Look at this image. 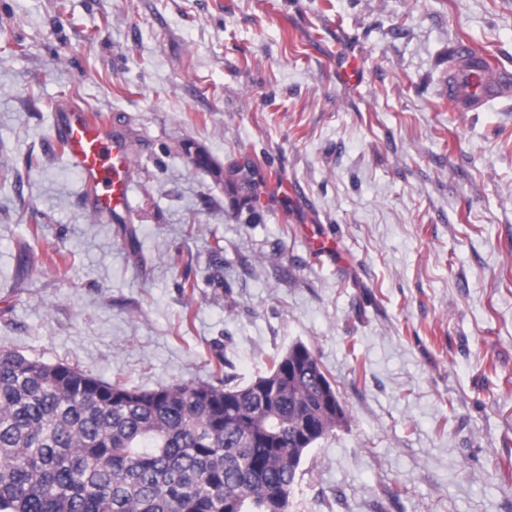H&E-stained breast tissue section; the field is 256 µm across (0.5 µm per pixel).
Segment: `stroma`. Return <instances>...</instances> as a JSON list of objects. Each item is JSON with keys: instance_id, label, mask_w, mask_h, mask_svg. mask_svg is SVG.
Returning <instances> with one entry per match:
<instances>
[{"instance_id": "obj_1", "label": "stroma", "mask_w": 512, "mask_h": 512, "mask_svg": "<svg viewBox=\"0 0 512 512\" xmlns=\"http://www.w3.org/2000/svg\"><path fill=\"white\" fill-rule=\"evenodd\" d=\"M462 39L512 71V0H0V350L155 389L300 341L347 414L288 512H512V96L449 108ZM54 129L70 165L82 178L89 207L111 223L125 222L131 160L123 139L108 121L81 108L58 112Z\"/></svg>"}]
</instances>
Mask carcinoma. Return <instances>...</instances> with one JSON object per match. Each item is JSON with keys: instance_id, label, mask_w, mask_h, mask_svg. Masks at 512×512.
Wrapping results in <instances>:
<instances>
[{"instance_id": "carcinoma-1", "label": "carcinoma", "mask_w": 512, "mask_h": 512, "mask_svg": "<svg viewBox=\"0 0 512 512\" xmlns=\"http://www.w3.org/2000/svg\"><path fill=\"white\" fill-rule=\"evenodd\" d=\"M128 387L0 351V512H278L345 418L298 341L246 385Z\"/></svg>"}]
</instances>
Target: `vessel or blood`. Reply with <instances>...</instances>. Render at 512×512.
<instances>
[{"instance_id":"vessel-or-blood-1","label":"vessel or blood","mask_w":512,"mask_h":512,"mask_svg":"<svg viewBox=\"0 0 512 512\" xmlns=\"http://www.w3.org/2000/svg\"><path fill=\"white\" fill-rule=\"evenodd\" d=\"M457 67L448 76V105L458 112H476L512 80L498 71L486 53L467 41L453 50ZM70 165L86 187L89 207L113 221L129 214L131 160L123 139L105 119L81 108L57 113L55 126Z\"/></svg>"}]
</instances>
